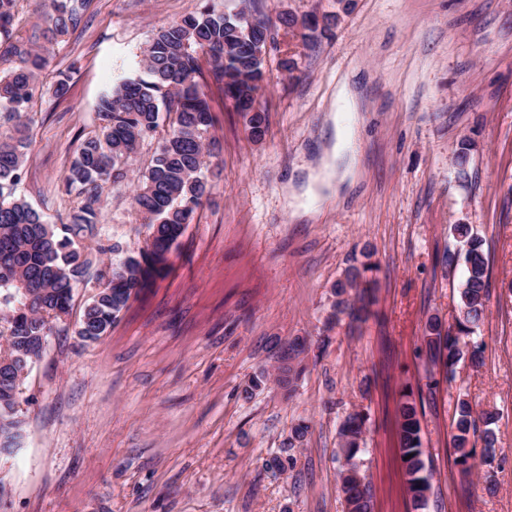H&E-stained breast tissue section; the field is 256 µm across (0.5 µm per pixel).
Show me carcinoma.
<instances>
[{"instance_id": "obj_1", "label": "carcinoma", "mask_w": 512, "mask_h": 512, "mask_svg": "<svg viewBox=\"0 0 512 512\" xmlns=\"http://www.w3.org/2000/svg\"><path fill=\"white\" fill-rule=\"evenodd\" d=\"M22 2L0 0V64L7 65L0 70V120L13 129L0 139V338L4 340L0 343V455L11 453L22 437L17 405L23 371L43 356L42 343L54 334L60 314H70L73 289L87 274L92 252L112 254V264L110 272L99 273L109 279L77 322L75 333L86 342L105 336L131 298L168 274L169 254L211 195L207 158L212 156L209 131L214 119L207 82L218 86L224 100L242 114L252 140L265 138L268 115L254 93L266 74L267 48L277 45L269 18L256 0H240L236 12L218 9L213 0H201L195 12L158 29L141 58L100 97L98 132L80 145L64 176L65 193L76 207L70 223L57 226L16 191L29 147L27 115L39 74L47 65L39 41L59 44L77 32L88 0H40L43 26L26 40L17 32ZM353 6L354 0H335L320 15L299 17L283 11L278 23L299 31L302 45L313 50ZM201 52L209 57L206 69L199 63ZM149 139L156 143L154 155L139 172L131 201L147 229L144 244L130 250L118 239L105 246L96 240L102 196L127 178L129 162ZM453 230L463 246L464 263L456 332L444 329L437 316L427 319L423 332L432 359L442 363L450 381L460 361L473 367L483 364V343L470 340V335L484 322L490 297L489 261L481 240L468 224H456ZM371 270L370 263L353 266L336 281L328 323L337 324L344 316L353 322L362 319L366 294L374 285L366 277ZM307 349L304 339L289 342L277 356L275 374L260 372L242 388V396L251 397L272 378L291 390ZM364 420V414L351 413L339 429L343 463L338 480L347 512H372L358 461ZM479 420L484 425L482 457L487 463L496 443L490 425L497 412L478 415L469 399L458 397L452 447L465 474L475 467L471 436L477 433ZM308 431L309 425L299 421L284 446L296 447ZM420 433L417 406L407 400L399 408V448L416 512L427 503L417 491L429 488Z\"/></svg>"}]
</instances>
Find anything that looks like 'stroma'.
<instances>
[{
	"label": "stroma",
	"mask_w": 512,
	"mask_h": 512,
	"mask_svg": "<svg viewBox=\"0 0 512 512\" xmlns=\"http://www.w3.org/2000/svg\"><path fill=\"white\" fill-rule=\"evenodd\" d=\"M198 0H91L84 27L50 47L29 124L18 192L53 224L73 202L63 176L98 127L96 105L153 31ZM260 98L265 139L210 86L221 151L211 202L170 255L171 269L132 299L106 336L74 323L95 274L74 290L72 322L54 334L20 388L19 448L0 456V512H345L339 426L363 412L361 468L373 512H414L398 447L397 407L421 402L430 490L424 512H512V0H357L316 51L279 33ZM293 55L304 73L279 67ZM69 78L66 99L54 89ZM347 113L352 185L288 206L293 180L335 141L336 88ZM471 225L490 264L481 367L454 381L422 341L428 317L454 324L462 268H449L452 227ZM102 240L141 246L127 188L105 195ZM370 251L375 300L358 327L327 317L331 287ZM306 339L292 395L241 389L272 369L281 345ZM493 410L491 464L463 476L451 443L458 395ZM311 429L285 471L267 468L291 426Z\"/></svg>",
	"instance_id": "35a3bbf8"
}]
</instances>
